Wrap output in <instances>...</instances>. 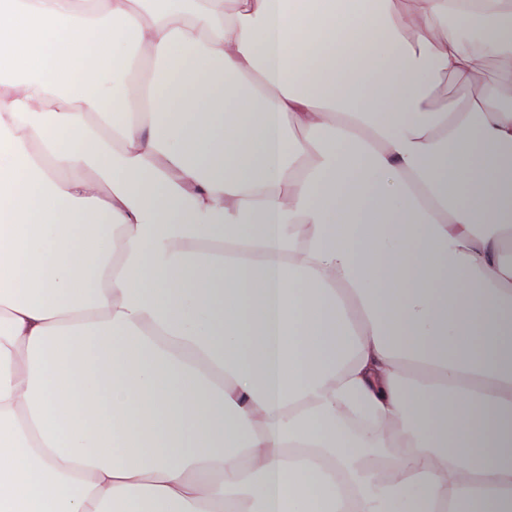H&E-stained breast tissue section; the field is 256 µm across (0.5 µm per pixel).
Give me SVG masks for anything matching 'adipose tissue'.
<instances>
[{"mask_svg":"<svg viewBox=\"0 0 512 512\" xmlns=\"http://www.w3.org/2000/svg\"><path fill=\"white\" fill-rule=\"evenodd\" d=\"M0 512H512V0H0ZM500 62L490 56L484 57L483 66L475 69L472 79L460 82L453 78H442L435 83L433 103L439 108L462 107L466 103L487 97L491 89L500 83Z\"/></svg>","mask_w":512,"mask_h":512,"instance_id":"ef3b65f1","label":"adipose tissue"}]
</instances>
